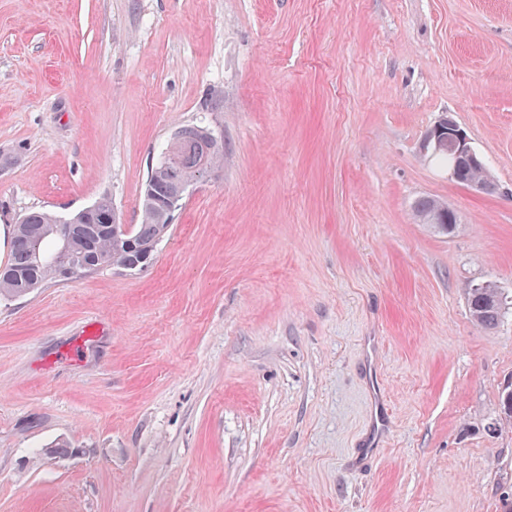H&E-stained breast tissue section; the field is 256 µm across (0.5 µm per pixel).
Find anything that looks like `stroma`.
Listing matches in <instances>:
<instances>
[{"mask_svg": "<svg viewBox=\"0 0 512 512\" xmlns=\"http://www.w3.org/2000/svg\"><path fill=\"white\" fill-rule=\"evenodd\" d=\"M445 113L493 193L422 151ZM200 123L148 268L0 298V512H507L512 0H0V227L140 223ZM445 205L446 204H444L436 199H433V198H429V197L421 198L416 202V204L414 206L415 217L419 223L424 224L423 218L425 216L430 215L431 213H434L443 207H446L448 209V205H446V206ZM449 211H451V210L448 209V212ZM445 212L446 211H437L436 213H434L433 215H431L429 217L427 224H435L432 226H434V228H436V229H438L440 227V225H438V224L449 225L448 226V234H449V233L453 232V231H451V232H449V231L452 230L453 227L455 228L456 223H457V218H456V216H454L451 220H446V218L443 217ZM439 231H441V230H439ZM486 286H482V284ZM466 288L467 304L472 320L486 330L495 329L505 313L503 294L491 282H484ZM474 286L479 288H474Z\"/></svg>", "mask_w": 512, "mask_h": 512, "instance_id": "35a3bbf8", "label": "stroma"}]
</instances>
